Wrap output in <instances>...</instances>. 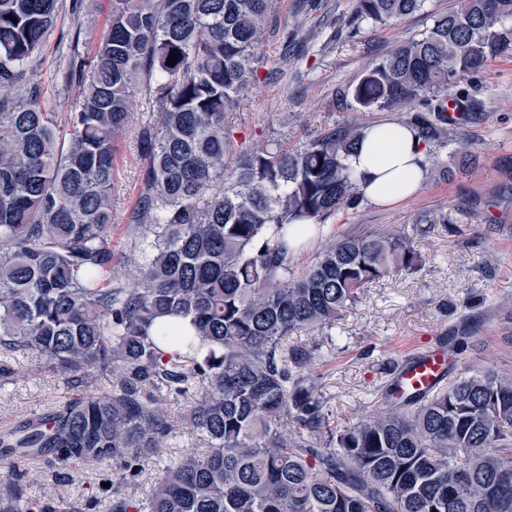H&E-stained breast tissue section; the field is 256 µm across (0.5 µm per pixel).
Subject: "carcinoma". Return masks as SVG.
Returning a JSON list of instances; mask_svg holds the SVG:
<instances>
[{
	"label": "carcinoma",
	"mask_w": 512,
	"mask_h": 512,
	"mask_svg": "<svg viewBox=\"0 0 512 512\" xmlns=\"http://www.w3.org/2000/svg\"><path fill=\"white\" fill-rule=\"evenodd\" d=\"M94 54L59 37L55 84L28 80L61 0H0V353L38 357L72 397L0 435V458L103 461L112 512H512V371L463 369L430 392L382 388L385 405L339 428L310 375L312 334L369 284L417 266L400 232L338 235L362 201L347 164L351 119L296 145L235 139L231 108L269 59L273 0H110ZM428 0H355L359 23L425 12ZM512 55V0H458L419 38L370 63L360 112L405 111L448 146V91ZM176 63L167 64L169 57ZM156 108L129 217L139 274L115 281L113 140L136 91ZM326 243L299 268L294 254ZM186 400L178 420L164 397ZM175 438L146 502L130 480ZM33 472L0 475V512H89L29 496Z\"/></svg>",
	"instance_id": "obj_1"
}]
</instances>
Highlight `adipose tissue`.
<instances>
[{
	"mask_svg": "<svg viewBox=\"0 0 512 512\" xmlns=\"http://www.w3.org/2000/svg\"><path fill=\"white\" fill-rule=\"evenodd\" d=\"M348 162L363 175L362 194L372 204L391 205L408 200L426 182L427 148L398 122L368 127Z\"/></svg>",
	"mask_w": 512,
	"mask_h": 512,
	"instance_id": "1",
	"label": "adipose tissue"
}]
</instances>
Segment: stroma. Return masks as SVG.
Here are the masks:
<instances>
[{"mask_svg": "<svg viewBox=\"0 0 512 512\" xmlns=\"http://www.w3.org/2000/svg\"><path fill=\"white\" fill-rule=\"evenodd\" d=\"M78 15L62 11L55 31L82 25V49L92 52L102 36L109 0H79ZM277 29L264 50L280 64L259 70L258 80L234 106L237 139L250 143L287 136L310 139L330 124L360 117L372 125L401 120V111L357 113L345 95L369 61L398 42L423 33L431 21L415 15L385 25L353 24V0H276ZM480 105L450 130L454 145L477 158L475 168L444 177L429 166L414 198L389 208L364 202L336 215L337 233L398 229L420 255L415 272L393 273L365 288L336 327L318 336L334 351L311 371L337 426L373 413L382 404L379 387L403 356L462 336L467 347L453 356V370L495 365L512 370V58L493 59L467 86ZM145 95L133 99L127 131L116 143L112 247L128 253L127 225L142 164L134 134L148 120ZM17 374L0 390V431L50 411L71 395L64 381L41 368L36 356L14 360ZM38 474L33 498L51 493L78 501L96 482L95 470L68 473L53 457L29 460Z\"/></svg>", "mask_w": 512, "mask_h": 512, "instance_id": "obj_1", "label": "stroma"}]
</instances>
